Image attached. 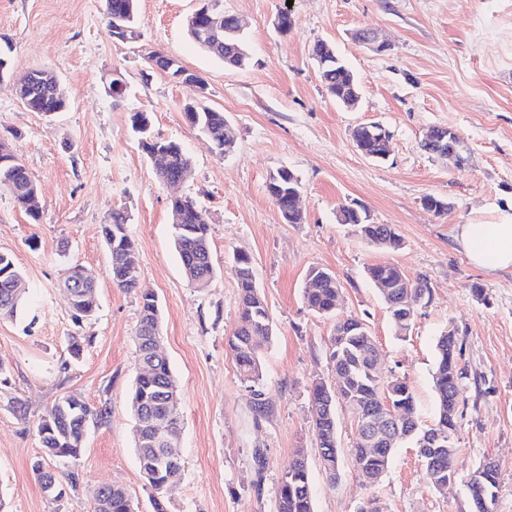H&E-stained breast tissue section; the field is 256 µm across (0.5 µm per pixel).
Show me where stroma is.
Returning <instances> with one entry per match:
<instances>
[{"label":"stroma","instance_id":"1","mask_svg":"<svg viewBox=\"0 0 512 512\" xmlns=\"http://www.w3.org/2000/svg\"><path fill=\"white\" fill-rule=\"evenodd\" d=\"M198 0H139L138 36H114L102 0H0V47H10V77L0 80V137L34 175L41 198L31 220L0 191V251L29 284L16 318L0 319V498L6 512H93L89 489L123 485L138 512H154L134 451L129 395L138 369L135 331L141 294L162 316L160 349L182 389L181 470L167 490V512H275L278 481L304 450L314 512H468L467 480L484 460L499 468L495 512H512V273L472 266L454 241L458 224L496 223L512 213V0H224L243 17L251 62L244 68L199 50L184 30ZM289 11L287 34L274 29ZM385 41L377 52L354 34ZM332 43L360 85L356 109L324 90L312 58ZM160 51L205 83L210 107L235 132L231 153H212L183 118L197 87L150 68ZM53 71L68 96L48 117L25 108L13 76ZM119 92H111L112 80ZM149 118L152 137L180 143L193 159L190 178L160 183L132 128ZM378 122L391 133L384 160L365 157L351 130ZM455 129L468 162L457 167L426 152L427 129ZM301 182L303 220L287 223L268 191L280 168ZM433 195L450 202L435 215ZM193 198L206 214L216 269L207 287L184 276L173 246V197ZM363 204L373 221L394 225L396 251L378 249L357 227L338 223L339 205ZM128 217L141 268L136 291L112 284L102 226ZM252 259L273 324L261 348L262 399L241 382L227 340L238 318L233 256ZM397 265L426 278L430 302L405 338L365 270ZM78 264L98 279V310L75 326L63 287ZM332 271L343 302L335 316L310 311L302 291L311 268ZM484 298H477L473 285ZM363 319L380 350L382 376L406 379L421 426L436 416L435 340L457 330L465 376L459 386L458 466L447 492L435 491L412 444L393 453L379 484L362 483L351 450L350 413L337 406L338 477L329 480L312 430L313 382L335 385L329 358L337 320ZM86 339L81 358L62 369L68 339ZM68 361V360H67ZM67 394L110 415L90 425L77 463L85 487L61 501L46 497L32 470L51 466L35 426Z\"/></svg>","mask_w":512,"mask_h":512}]
</instances>
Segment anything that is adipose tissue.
I'll list each match as a JSON object with an SVG mask.
<instances>
[{"label": "adipose tissue", "mask_w": 512, "mask_h": 512, "mask_svg": "<svg viewBox=\"0 0 512 512\" xmlns=\"http://www.w3.org/2000/svg\"><path fill=\"white\" fill-rule=\"evenodd\" d=\"M454 239L472 264L489 271L512 270V220L493 224H460Z\"/></svg>", "instance_id": "obj_1"}]
</instances>
